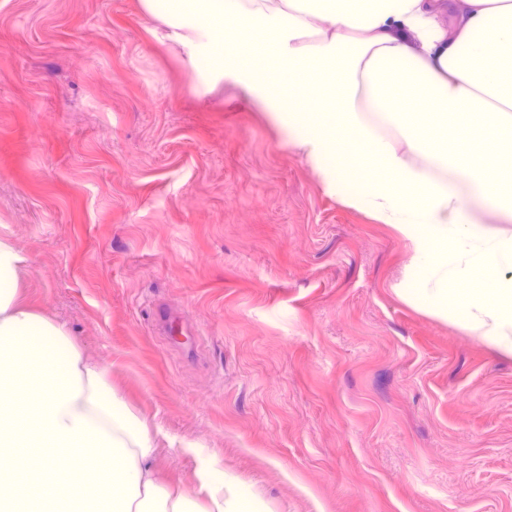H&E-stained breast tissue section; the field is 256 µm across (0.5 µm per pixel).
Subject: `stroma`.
<instances>
[{"label": "stroma", "instance_id": "stroma-1", "mask_svg": "<svg viewBox=\"0 0 512 512\" xmlns=\"http://www.w3.org/2000/svg\"><path fill=\"white\" fill-rule=\"evenodd\" d=\"M140 0H0V238L28 303L266 512H512V355L401 296L412 250ZM163 301L197 329L153 331Z\"/></svg>", "mask_w": 512, "mask_h": 512}]
</instances>
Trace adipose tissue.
Wrapping results in <instances>:
<instances>
[{
	"instance_id": "1",
	"label": "adipose tissue",
	"mask_w": 512,
	"mask_h": 512,
	"mask_svg": "<svg viewBox=\"0 0 512 512\" xmlns=\"http://www.w3.org/2000/svg\"><path fill=\"white\" fill-rule=\"evenodd\" d=\"M203 83L242 86L345 206L413 249L403 297L512 354V0H142ZM453 24H446V17ZM0 240V512H264L198 455L150 469L145 421Z\"/></svg>"
}]
</instances>
